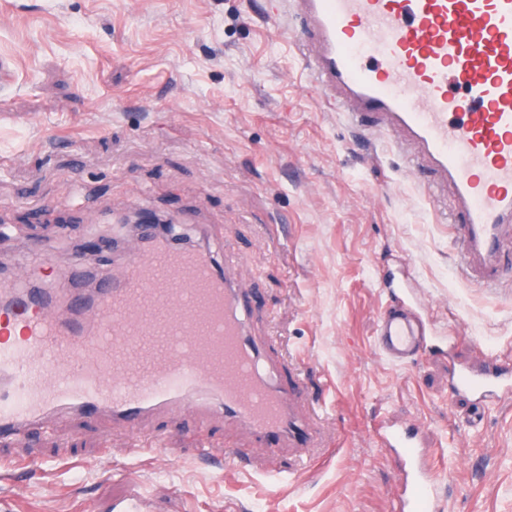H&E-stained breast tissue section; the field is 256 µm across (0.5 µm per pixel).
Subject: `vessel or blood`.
Returning a JSON list of instances; mask_svg holds the SVG:
<instances>
[{"label":"vessel or blood","mask_w":512,"mask_h":512,"mask_svg":"<svg viewBox=\"0 0 512 512\" xmlns=\"http://www.w3.org/2000/svg\"><path fill=\"white\" fill-rule=\"evenodd\" d=\"M270 16L303 35L312 83L350 104L352 124L393 131L451 183L450 222L470 282L503 278L512 227V0H271ZM145 247L120 274L76 256L60 288L0 287V439L48 416L105 413L138 431L150 416L190 410L245 428L268 456L308 447L300 375L253 335L257 295L208 253L143 224ZM374 346L391 362L444 354L427 311L391 288ZM52 307L64 317L47 319ZM450 389L476 407L512 398V367H461ZM399 484L393 512H427L434 487L411 430L382 426Z\"/></svg>","instance_id":"1"}]
</instances>
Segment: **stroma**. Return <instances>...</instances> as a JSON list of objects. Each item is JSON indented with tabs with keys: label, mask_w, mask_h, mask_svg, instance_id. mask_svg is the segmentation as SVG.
<instances>
[{
	"label": "stroma",
	"mask_w": 512,
	"mask_h": 512,
	"mask_svg": "<svg viewBox=\"0 0 512 512\" xmlns=\"http://www.w3.org/2000/svg\"><path fill=\"white\" fill-rule=\"evenodd\" d=\"M264 0H0V260L31 274L28 246L54 243L42 284L76 242L112 240L113 216L152 211L185 223L182 244L216 260L223 234L238 287L257 291L253 323L293 368L326 386L307 405L317 437L269 459L223 419L157 414L133 453L107 415L47 417L0 444V512H392L398 470L384 419L415 428L448 512H512V399L471 407L448 364L512 363V279L474 287L445 220L453 191L429 196L395 136L373 137L331 107ZM397 275L452 337V359L397 365L373 345L386 280ZM232 439L248 470L206 463L200 443Z\"/></svg>",
	"instance_id": "1"
}]
</instances>
